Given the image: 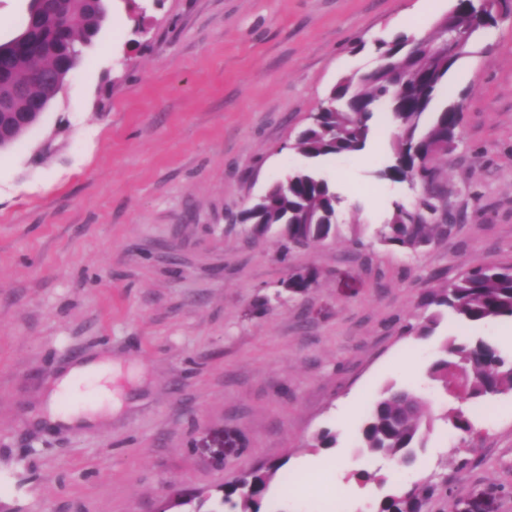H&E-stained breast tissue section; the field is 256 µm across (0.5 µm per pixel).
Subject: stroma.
I'll return each instance as SVG.
<instances>
[{
	"label": "stroma",
	"mask_w": 512,
	"mask_h": 512,
	"mask_svg": "<svg viewBox=\"0 0 512 512\" xmlns=\"http://www.w3.org/2000/svg\"><path fill=\"white\" fill-rule=\"evenodd\" d=\"M418 0H110L106 24L39 123L0 151V512H160L168 492L220 495L269 463L262 512H378L385 461L356 430L390 383L430 394L432 351L472 331L444 317L405 334L422 304L474 263H512V19L482 34L439 93L468 98L438 164L448 236L411 252L376 232L408 184L380 179L391 126L369 150L320 162L342 203L328 241L281 259L238 216L303 165L291 145L338 78L375 43L448 10ZM364 248H355V240ZM311 269L291 295L280 283ZM512 323L476 331L504 352ZM109 352L120 411L104 425L40 428L57 369ZM475 433L436 425L400 488L438 493L420 512L488 500L512 512V393ZM323 428L335 448L311 443ZM344 463L356 478L336 482ZM314 465V494L286 499Z\"/></svg>",
	"instance_id": "35a3bbf8"
}]
</instances>
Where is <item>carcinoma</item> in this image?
I'll return each mask as SVG.
<instances>
[{"label":"carcinoma","instance_id":"obj_1","mask_svg":"<svg viewBox=\"0 0 512 512\" xmlns=\"http://www.w3.org/2000/svg\"><path fill=\"white\" fill-rule=\"evenodd\" d=\"M499 12L512 13V0H492L491 10L475 24V30L496 26ZM107 16L106 0H27L20 34L37 43L39 55L32 59L19 53L11 40L0 41V149L11 146L40 120L37 115L28 125L18 126L13 116L28 111L33 99L46 105L53 100L80 61L83 47L101 32ZM377 51L388 60L389 68L341 78L291 149L317 161L358 154L373 134L374 114L384 109L394 129L391 159L378 176L399 183L432 184L435 161L448 155L458 140L462 120L460 104L436 109L433 103L449 70L469 51L459 54L451 35L436 24L419 36L380 41ZM36 66L46 70L40 82L29 77ZM265 196L260 212L244 211L243 221L260 235L277 229L283 254L324 242L335 234L338 197L315 169L288 172L269 186ZM458 221L450 212L443 224L418 222L414 213L396 203L378 238L385 245L416 251L447 236ZM426 306L432 311L422 324L407 325L406 334L429 335L445 310L472 326L512 321V265H470L457 280L433 293ZM427 377L442 392L455 384L460 407L438 413L432 399L389 385L373 400L359 425L357 447L373 456L414 465L425 435L436 423L472 431L463 404L512 391V355L483 338L447 340L436 348ZM279 469L276 464L262 466L225 484L224 495L210 512H218L220 507L225 512H261V499ZM380 512L416 510L412 502L394 494L384 500Z\"/></svg>","mask_w":512,"mask_h":512}]
</instances>
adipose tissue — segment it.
Returning <instances> with one entry per match:
<instances>
[{"label":"adipose tissue","instance_id":"adipose-tissue-1","mask_svg":"<svg viewBox=\"0 0 512 512\" xmlns=\"http://www.w3.org/2000/svg\"><path fill=\"white\" fill-rule=\"evenodd\" d=\"M95 379L98 395L85 401L81 384ZM112 416V362L107 356L79 361L63 369L54 380L41 413L43 420L65 427L85 428Z\"/></svg>","mask_w":512,"mask_h":512}]
</instances>
